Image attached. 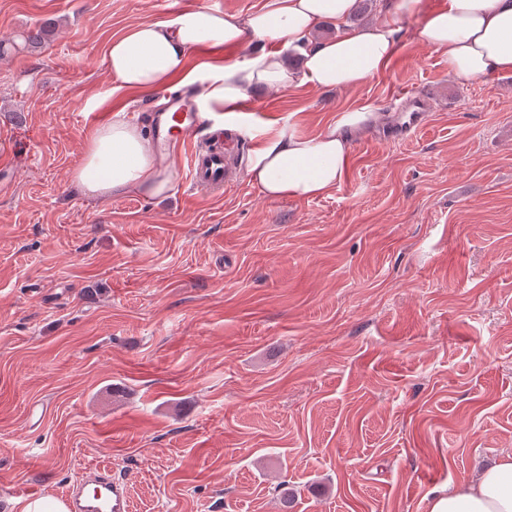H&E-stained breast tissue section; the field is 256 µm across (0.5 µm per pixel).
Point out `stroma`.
I'll return each instance as SVG.
<instances>
[{
  "instance_id": "35a3bbf8",
  "label": "stroma",
  "mask_w": 512,
  "mask_h": 512,
  "mask_svg": "<svg viewBox=\"0 0 512 512\" xmlns=\"http://www.w3.org/2000/svg\"><path fill=\"white\" fill-rule=\"evenodd\" d=\"M265 0H0V512L95 464L133 512H429L428 494L512 454V73L463 83L413 39L352 91L248 92L254 118L316 133L366 107L327 196L246 175L83 195L84 135L158 93L115 90L109 42L197 8ZM419 130L392 134L408 100Z\"/></svg>"
}]
</instances>
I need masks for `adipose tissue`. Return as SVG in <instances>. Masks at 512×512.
Segmentation results:
<instances>
[{"label":"adipose tissue","mask_w":512,"mask_h":512,"mask_svg":"<svg viewBox=\"0 0 512 512\" xmlns=\"http://www.w3.org/2000/svg\"><path fill=\"white\" fill-rule=\"evenodd\" d=\"M357 0H267L246 16L199 8L167 22H142L113 38L107 65L121 88L147 92L172 82L202 83L198 109L217 125L256 132L245 174L262 197L304 201L328 194L344 179L354 137L377 115L349 109L317 133L290 127L252 129L241 103L249 90L284 91L307 83L326 90H353L382 73L402 47L405 19L419 20L418 42L448 61V73L466 82L512 72V0H385L378 20L349 24ZM336 25L333 37L317 33ZM262 42L244 62L208 63L187 70L190 51L207 45L235 47ZM72 181L90 197L134 192L161 198L172 186L162 162L137 126L119 118L94 126ZM429 512H512V455L500 457L472 481L434 491Z\"/></svg>","instance_id":"obj_1"}]
</instances>
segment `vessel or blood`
<instances>
[{"instance_id": "1", "label": "vessel or blood", "mask_w": 512, "mask_h": 512, "mask_svg": "<svg viewBox=\"0 0 512 512\" xmlns=\"http://www.w3.org/2000/svg\"><path fill=\"white\" fill-rule=\"evenodd\" d=\"M166 111L171 112L173 125H164L163 112L150 114V144L170 154L185 147L194 132L204 126L205 120L196 112L192 100L182 96L170 98L165 105ZM190 172L197 186L210 190L223 189L234 177L232 167L220 150L206 158L191 154ZM62 495L69 512H130L131 509L124 479L96 467L86 468L82 477L68 485Z\"/></svg>"}]
</instances>
